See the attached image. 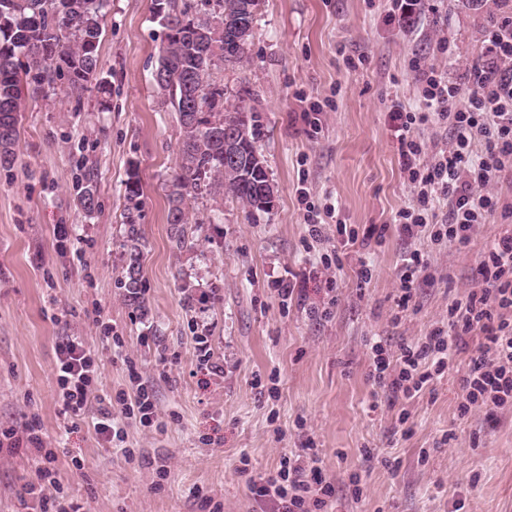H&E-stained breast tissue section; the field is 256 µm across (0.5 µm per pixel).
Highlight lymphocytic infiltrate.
<instances>
[{"label":"lymphocytic infiltrate","mask_w":512,"mask_h":512,"mask_svg":"<svg viewBox=\"0 0 512 512\" xmlns=\"http://www.w3.org/2000/svg\"><path fill=\"white\" fill-rule=\"evenodd\" d=\"M420 90L415 104L392 101L389 114L399 145L403 174L416 192L413 205L398 214L406 240L424 236L467 245L494 214L512 215V204L493 192L502 175L512 174V16L493 18L485 28L479 62L470 67L472 90L461 98L459 84L433 67L416 68ZM449 126L454 139L426 152L417 129ZM447 203L444 223L434 211ZM481 286L448 308L446 324L421 339L402 344L389 358L374 344L368 378L396 399L406 400L444 377L453 356L469 351L462 380L460 415L480 406L495 411L512 404V229L491 239L479 263ZM97 365L82 342L67 337L57 348L56 380L67 413L83 414L91 403ZM255 498L274 512H330L334 488L317 456L283 453L275 470L251 480Z\"/></svg>","instance_id":"obj_1"}]
</instances>
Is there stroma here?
Returning <instances> with one entry per match:
<instances>
[{
  "label": "stroma",
  "instance_id": "1",
  "mask_svg": "<svg viewBox=\"0 0 512 512\" xmlns=\"http://www.w3.org/2000/svg\"><path fill=\"white\" fill-rule=\"evenodd\" d=\"M390 9L391 0H262L246 60L216 79L227 107L242 102L258 117L275 206L252 214L220 193L197 199L180 249L166 197L180 128L152 79L164 38L152 0L108 2L97 70L112 89L108 108L93 86L80 96L63 80L24 87L16 160L0 168V433L37 422L82 512H272L250 478L309 443L335 486L334 512H512V407L459 416L468 354L404 403L367 378L373 340L398 350L478 288L479 256L504 224L490 217L464 248L424 239L431 280L400 310L407 245L395 216L414 191L388 108L415 100L420 62L469 95L483 30L490 15H512V0H421L404 26L390 22ZM132 165L143 189L141 308L118 284ZM86 168L100 204L90 216L77 200ZM302 181L341 223L383 227L366 284L349 258L313 274L320 258H337V224L312 241ZM282 280L295 284L292 297L279 295ZM324 305L329 314L318 315ZM69 336L99 365L94 404L77 417L65 413L55 373ZM141 381L157 418L149 428L126 419L131 461L97 435L95 404L122 414ZM36 468L27 451L0 453V512H37L27 492Z\"/></svg>",
  "mask_w": 512,
  "mask_h": 512
}]
</instances>
